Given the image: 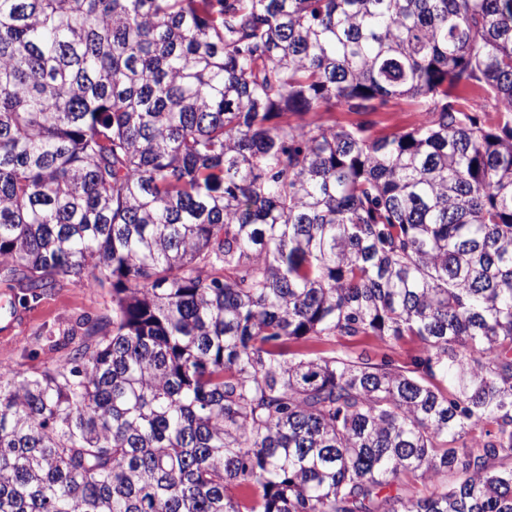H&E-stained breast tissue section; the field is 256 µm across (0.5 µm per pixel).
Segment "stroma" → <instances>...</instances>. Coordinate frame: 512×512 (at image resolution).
I'll return each instance as SVG.
<instances>
[{"label":"stroma","mask_w":512,"mask_h":512,"mask_svg":"<svg viewBox=\"0 0 512 512\" xmlns=\"http://www.w3.org/2000/svg\"><path fill=\"white\" fill-rule=\"evenodd\" d=\"M21 288L0 283V365L30 375L41 371L55 358L45 344L46 337L60 336L82 319H105L112 315L108 290L67 284L38 301L22 302ZM417 340L403 338L387 343L374 336L309 338L288 346L290 357L310 353L367 352L373 360L390 359L395 365H409L417 355Z\"/></svg>","instance_id":"1"}]
</instances>
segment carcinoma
I'll return each mask as SVG.
<instances>
[{
	"mask_svg": "<svg viewBox=\"0 0 512 512\" xmlns=\"http://www.w3.org/2000/svg\"><path fill=\"white\" fill-rule=\"evenodd\" d=\"M2 281L0 512H512V0H0ZM369 118L374 122V134L385 136L404 130L417 122L420 117L406 100L395 99ZM22 288L0 283L1 304L11 308L13 320L0 309V365L26 375L41 371L60 353L45 346L46 336H63L82 319L112 317V297L108 288H85L65 284L36 302L22 303ZM419 348V342L408 337L392 341L391 344L381 341L376 336H359L357 338L331 336L322 339L312 337L305 341L290 343L288 357L302 358L303 355L310 353L329 355L334 351L336 354L345 351L358 353L366 351L375 361L386 357L397 366H408L414 356L418 354Z\"/></svg>",
	"mask_w": 512,
	"mask_h": 512,
	"instance_id": "1",
	"label": "carcinoma"
}]
</instances>
